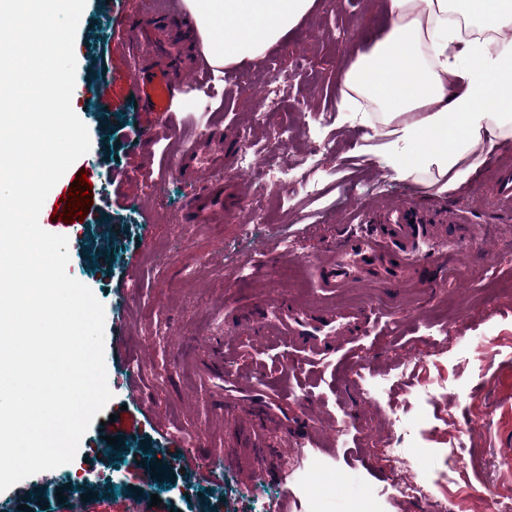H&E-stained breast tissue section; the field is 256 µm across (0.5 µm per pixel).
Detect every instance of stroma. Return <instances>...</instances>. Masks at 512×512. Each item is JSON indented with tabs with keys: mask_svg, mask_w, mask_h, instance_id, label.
I'll list each match as a JSON object with an SVG mask.
<instances>
[{
	"mask_svg": "<svg viewBox=\"0 0 512 512\" xmlns=\"http://www.w3.org/2000/svg\"><path fill=\"white\" fill-rule=\"evenodd\" d=\"M140 0H86L76 40L71 105L87 126L91 147L78 160L93 167L91 204L80 224L56 226L69 240L68 274L87 285L105 310V361L113 394L116 449L104 451L100 420H93L74 460L31 476L25 500L31 512H67L58 492L80 489L89 512H497L489 489L512 490V214L489 206L491 173L479 171L463 186L428 192L365 163L383 137L336 110L337 77L359 46H371L386 25L378 0H317L313 11L253 62L254 70L288 74L277 90L282 114L297 125L279 146L260 112L263 83L242 87L238 67L201 77L197 34L182 36L183 68L170 72L180 86L172 122L134 104V61L125 41ZM224 124L229 159L220 178L227 212L220 224H191L185 203L192 190L170 167L191 132ZM263 146V164H241L244 141ZM265 209L267 224L241 238L246 208ZM393 204L414 207L421 220L452 214L486 225L479 243L427 234L419 263L437 278L430 295L403 287L391 296L381 285L349 288L340 303L367 301L383 314L366 339L370 357L336 352L311 366L273 346L261 360L259 384L268 402L291 389L288 415L313 425L297 443L279 426L260 439L258 455L242 434L246 390L231 392L233 407L197 389L188 357L208 352L217 322L262 295L306 299L314 294L312 267L327 244L350 231L353 216ZM290 240L293 251L266 263L268 251ZM457 275L440 276L435 258ZM455 329L465 359L446 352L442 336ZM360 365L365 386L351 381ZM408 404L416 432L386 425L390 404ZM470 435L461 450L465 483L434 488L408 500L391 481L374 441L398 440L412 452L419 473L434 475L449 459L456 433ZM221 474L212 471L215 452ZM162 464L164 479L147 484L145 468ZM294 472L288 486L270 478L282 465ZM86 479L75 483L76 472ZM160 506H152V496Z\"/></svg>",
	"mask_w": 512,
	"mask_h": 512,
	"instance_id": "35a3bbf8",
	"label": "stroma"
}]
</instances>
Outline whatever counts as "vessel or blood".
I'll return each mask as SVG.
<instances>
[{
    "instance_id": "vessel-or-blood-1",
    "label": "vessel or blood",
    "mask_w": 512,
    "mask_h": 512,
    "mask_svg": "<svg viewBox=\"0 0 512 512\" xmlns=\"http://www.w3.org/2000/svg\"><path fill=\"white\" fill-rule=\"evenodd\" d=\"M157 25L149 14L139 16L129 49L142 52L144 64L137 75V89L147 111L165 116L172 110L174 89L168 68L175 59L173 39L156 36ZM224 167V135L209 131L195 136L175 158L173 170L184 182L203 185L193 197L189 213L197 224H216L224 220V187L213 179ZM490 204L498 211H512V162L501 161L492 169ZM366 230L341 236L330 243L314 265L319 292L328 296L357 283L411 285L425 287L413 255L427 225L415 221L412 211L391 208L387 220L372 223L368 213H361ZM380 319L378 308L366 305L324 303L308 307L293 300L270 296L262 302L241 309L234 322L236 334L264 338L266 344L291 349L305 361L318 364L332 354L338 344L350 336L371 333ZM212 357L197 368L199 384L214 394L225 385L239 383L225 357L224 339L212 337Z\"/></svg>"
}]
</instances>
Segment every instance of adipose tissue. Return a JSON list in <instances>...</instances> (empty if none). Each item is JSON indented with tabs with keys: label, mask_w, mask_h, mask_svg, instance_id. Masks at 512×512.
I'll return each mask as SVG.
<instances>
[{
	"label": "adipose tissue",
	"mask_w": 512,
	"mask_h": 512,
	"mask_svg": "<svg viewBox=\"0 0 512 512\" xmlns=\"http://www.w3.org/2000/svg\"><path fill=\"white\" fill-rule=\"evenodd\" d=\"M207 64L255 61L317 0H185ZM384 34L338 75L336 108L387 143L371 161L393 179L443 193L512 141V0H384Z\"/></svg>",
	"instance_id": "1"
}]
</instances>
